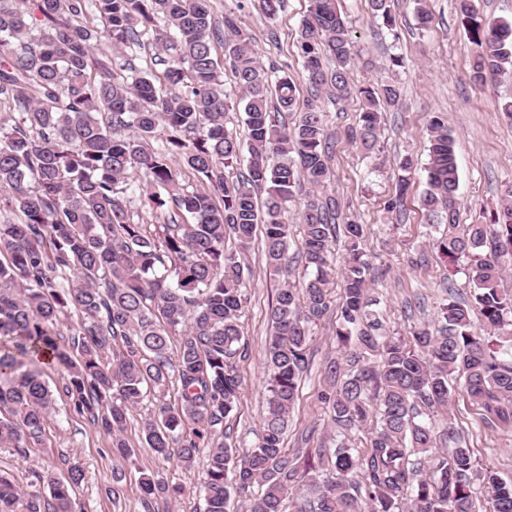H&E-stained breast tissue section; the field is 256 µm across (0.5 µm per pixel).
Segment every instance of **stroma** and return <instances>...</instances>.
Listing matches in <instances>:
<instances>
[{
	"label": "stroma",
	"mask_w": 512,
	"mask_h": 512,
	"mask_svg": "<svg viewBox=\"0 0 512 512\" xmlns=\"http://www.w3.org/2000/svg\"><path fill=\"white\" fill-rule=\"evenodd\" d=\"M307 6V0H285L278 16L269 20L256 0H249L241 25L250 34L255 56L266 69L301 76L297 38ZM391 8L396 16L392 33L371 17L366 0H342L352 28V82L377 85L394 81L402 89L400 105L384 112L379 154L367 155L350 140L361 108L357 97L326 101L322 107L333 145L331 193L363 224L365 247L373 263L372 293L381 301L390 332L403 333L412 319L434 320L448 294L461 298L470 295L465 265L451 266L440 258L432 246L436 229L418 208V197L426 187L422 164L427 160V125L434 114L448 118L459 168L460 223L486 221L502 204V184L512 181V121L496 110L500 98L512 96V74L483 84L472 80L470 65L477 48L459 24L456 0H428L432 22L423 31L415 27L414 0H391ZM395 56L402 57V66L392 65ZM408 154L421 167L412 176V191L403 207L387 211L385 204L401 175L399 163ZM246 255L251 275L241 324L249 357L238 365L243 387L240 405L224 422V430L240 456L251 451L266 406L263 360L267 310L283 282L282 277L266 270L259 243H252ZM335 324V316L329 315L312 329L310 365L290 417L285 439L288 449L302 446L313 451L327 434L316 394L324 383L327 361L339 355L333 336ZM63 375L62 368L45 367L44 377L55 392L56 403L47 416L44 439L24 456L0 451L1 473L23 485L36 469L63 482L70 465L76 463L84 471L83 481L71 491L78 512H203L201 484L207 455H197L192 468H183L176 461L157 457L145 444L141 431L157 402L176 404V386H169L163 399L150 396L131 409L125 438L133 454L118 462L112 455L111 435L71 408L63 390ZM451 411L454 425L479 463L512 479V433L482 428L479 411L463 389L453 392ZM310 425L315 426L316 436L310 443H302L301 433ZM116 469L121 472L117 479L112 476ZM146 473L183 487V495L144 504L141 478Z\"/></svg>",
	"instance_id": "1"
}]
</instances>
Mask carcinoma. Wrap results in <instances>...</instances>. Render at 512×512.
Returning <instances> with one entry per match:
<instances>
[{
	"instance_id": "obj_1",
	"label": "carcinoma",
	"mask_w": 512,
	"mask_h": 512,
	"mask_svg": "<svg viewBox=\"0 0 512 512\" xmlns=\"http://www.w3.org/2000/svg\"><path fill=\"white\" fill-rule=\"evenodd\" d=\"M367 4L394 31L391 0ZM243 9L239 0L218 19L207 0H0V206L13 214L0 218V448L23 454L42 441L54 404L46 355L65 370L74 411L112 434L116 458L130 456L128 412L147 391L177 383L178 405L159 406L142 434L156 455L185 468L208 449L204 512H233L237 498L250 502L248 512H286L288 502L294 512H482L483 499L490 512H512V480L478 465L448 413L455 383L484 427L512 431V290L502 287L512 265V182L501 186L503 205L490 221L457 224L454 139L447 117L431 119L421 207L430 222L447 221L435 248L450 265L466 261L473 292L444 300L435 323L390 334L367 280L363 226L321 197L333 151L320 101L361 97L353 140L372 154L382 110L399 103L401 89H354L339 0H308L298 49L311 100L288 126L277 114L295 111L296 81L259 64L240 26ZM457 12L480 48L473 81L512 73V21L482 18L474 0H457ZM102 41L115 54L107 63L94 57ZM217 43L243 93L249 160L235 179L225 170L243 145L226 127L233 105ZM134 48L153 51L151 66H135L127 56ZM400 169L391 212L408 191L413 159ZM132 173L141 176L137 195ZM301 191L307 277L276 289L266 413L239 459L220 427L237 408V364L249 357L240 324L245 251L259 230L270 272H288L285 213ZM141 212L154 222L136 220ZM184 213L194 223H183ZM337 280L342 358L327 364L317 392L331 442L303 461L284 437L312 326L330 313ZM62 325L68 347L57 341ZM362 430L357 448L351 436ZM439 442L448 448L436 456ZM68 475L63 483L35 472L22 487L0 473V512H76L69 488L84 472L73 464ZM142 491L148 504L180 489L146 474Z\"/></svg>"
}]
</instances>
